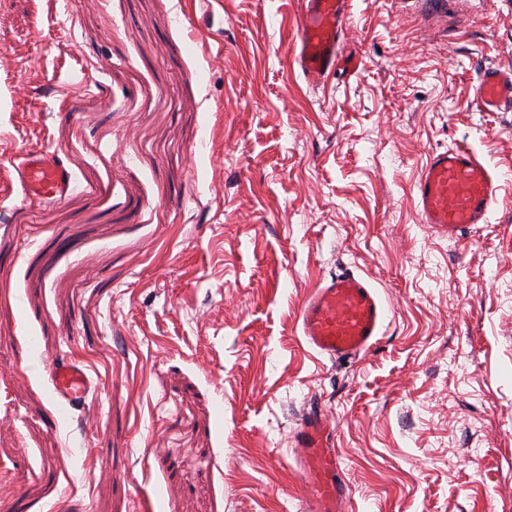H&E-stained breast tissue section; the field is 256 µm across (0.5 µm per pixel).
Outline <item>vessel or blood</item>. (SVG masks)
I'll return each mask as SVG.
<instances>
[{
    "instance_id": "1",
    "label": "vessel or blood",
    "mask_w": 512,
    "mask_h": 512,
    "mask_svg": "<svg viewBox=\"0 0 512 512\" xmlns=\"http://www.w3.org/2000/svg\"><path fill=\"white\" fill-rule=\"evenodd\" d=\"M297 64L305 82L323 85L341 64L338 48L347 26L348 0H301ZM480 110L492 112L512 103V70L489 68L475 87ZM24 200L40 204L64 197L72 174L55 154L27 152L16 167ZM496 177L467 147L433 153L413 184L423 223L456 238L485 223L496 201ZM387 308L376 288L345 269L325 279L303 305L300 334L318 354L344 361L371 350L384 334ZM51 380L58 397L70 406L84 403L91 380L75 360L57 363ZM334 434L318 409L305 412L293 434L302 478L300 512H347L350 496L333 448Z\"/></svg>"
}]
</instances>
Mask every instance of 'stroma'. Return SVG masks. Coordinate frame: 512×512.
I'll return each instance as SVG.
<instances>
[{
    "instance_id": "obj_1",
    "label": "stroma",
    "mask_w": 512,
    "mask_h": 512,
    "mask_svg": "<svg viewBox=\"0 0 512 512\" xmlns=\"http://www.w3.org/2000/svg\"><path fill=\"white\" fill-rule=\"evenodd\" d=\"M298 0H0V512H299L291 439L331 420L352 512H512V0H350L298 74ZM497 177L448 239L411 187L436 150ZM65 158L22 200L12 155ZM355 269L389 309L349 361L299 333ZM77 359L84 407L51 368ZM475 101L485 112H494L502 104L512 103V70H484L475 87ZM16 165L23 199L41 204L64 197L72 184V173L56 154L27 152Z\"/></svg>"
}]
</instances>
